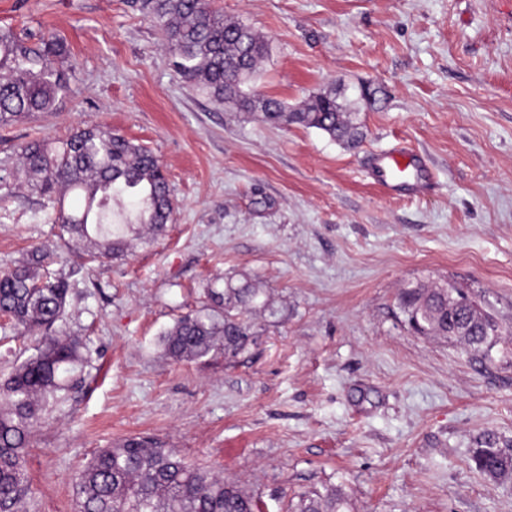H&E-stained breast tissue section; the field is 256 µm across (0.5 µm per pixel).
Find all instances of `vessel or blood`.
Listing matches in <instances>:
<instances>
[{
	"label": "vessel or blood",
	"mask_w": 512,
	"mask_h": 512,
	"mask_svg": "<svg viewBox=\"0 0 512 512\" xmlns=\"http://www.w3.org/2000/svg\"><path fill=\"white\" fill-rule=\"evenodd\" d=\"M370 175L378 185L392 193L419 191L428 184L424 160L400 144L374 157Z\"/></svg>",
	"instance_id": "1"
}]
</instances>
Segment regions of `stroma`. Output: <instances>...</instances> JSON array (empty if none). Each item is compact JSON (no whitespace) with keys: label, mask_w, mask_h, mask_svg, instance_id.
I'll list each match as a JSON object with an SVG mask.
<instances>
[{"label":"stroma","mask_w":512,"mask_h":512,"mask_svg":"<svg viewBox=\"0 0 512 512\" xmlns=\"http://www.w3.org/2000/svg\"><path fill=\"white\" fill-rule=\"evenodd\" d=\"M268 46L256 93L298 108L329 89L366 134L348 150L217 103L175 72L127 0H0V30L69 52L61 107L0 128V269L30 245L61 255L64 336L88 339L28 449L30 512H74L73 476L133 435L241 483L266 512L342 487L351 512H512V474L482 475L484 434L512 453V0H211ZM99 124L158 157L175 211L105 269L61 242L15 147ZM402 142L429 189L389 195L367 173ZM258 280L236 356L177 361L160 337L208 284ZM464 292L505 334L489 354L412 333L410 283Z\"/></svg>","instance_id":"obj_1"}]
</instances>
